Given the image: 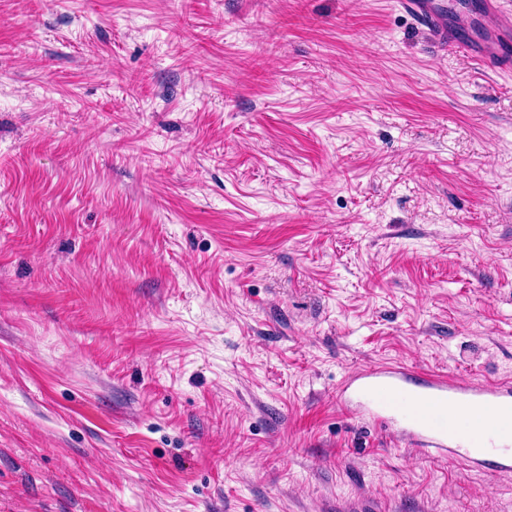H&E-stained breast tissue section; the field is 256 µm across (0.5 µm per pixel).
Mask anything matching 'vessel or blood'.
Segmentation results:
<instances>
[{
    "mask_svg": "<svg viewBox=\"0 0 512 512\" xmlns=\"http://www.w3.org/2000/svg\"><path fill=\"white\" fill-rule=\"evenodd\" d=\"M402 4L426 24L437 46L503 72L512 70V10L497 0H486L493 24L489 36L479 41L451 29L436 0ZM337 399L341 406L388 428L418 454L445 457L481 474L512 473V435L484 424L488 418H512L511 377L471 382L402 364H381L345 379Z\"/></svg>",
    "mask_w": 512,
    "mask_h": 512,
    "instance_id": "1",
    "label": "vessel or blood"
}]
</instances>
